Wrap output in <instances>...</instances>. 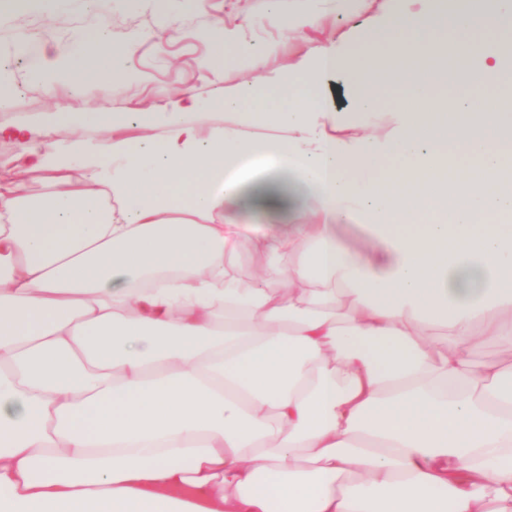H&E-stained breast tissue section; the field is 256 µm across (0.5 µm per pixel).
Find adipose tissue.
<instances>
[{
	"label": "adipose tissue",
	"instance_id": "adipose-tissue-1",
	"mask_svg": "<svg viewBox=\"0 0 512 512\" xmlns=\"http://www.w3.org/2000/svg\"><path fill=\"white\" fill-rule=\"evenodd\" d=\"M397 2L243 80L230 127L185 122L191 96L135 137L94 112L115 137L63 152L0 126L54 175L0 183V512H512V367L470 356L512 348V0ZM333 73L356 111L327 106ZM381 77L402 85L378 134ZM282 197L245 239L232 209ZM246 243L270 262L244 279ZM453 68L451 66L445 67L444 70H438L433 75V83L436 89L444 96L462 101L465 98V91L457 85L455 79L451 76Z\"/></svg>",
	"mask_w": 512,
	"mask_h": 512
}]
</instances>
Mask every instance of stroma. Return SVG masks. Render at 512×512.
Wrapping results in <instances>:
<instances>
[{
    "label": "stroma",
    "mask_w": 512,
    "mask_h": 512,
    "mask_svg": "<svg viewBox=\"0 0 512 512\" xmlns=\"http://www.w3.org/2000/svg\"><path fill=\"white\" fill-rule=\"evenodd\" d=\"M386 6V0H371L368 11ZM365 12L352 0H49L43 8L9 6L0 9V96L7 103L0 108V124L33 126L44 113L64 112L72 122L55 126L49 141L102 140L111 129L79 124L78 116L103 103L133 120L141 112L169 110L183 92L200 102L186 111L185 120L220 128L224 112L215 103L237 90L252 56L260 58L259 74L275 78L288 62L352 29ZM303 13L320 15V24L296 28ZM95 28L114 48L136 42L135 51L111 63L89 61L66 79L35 84L27 74V53L14 50L23 34L32 37V50L40 51L52 43H75L82 31ZM226 28L235 31L236 41L217 47L211 35ZM116 72L123 80L115 90ZM23 153L19 142L0 138V180L20 174L31 195L45 194L49 174L23 173Z\"/></svg>",
    "instance_id": "35a3bbf8"
}]
</instances>
